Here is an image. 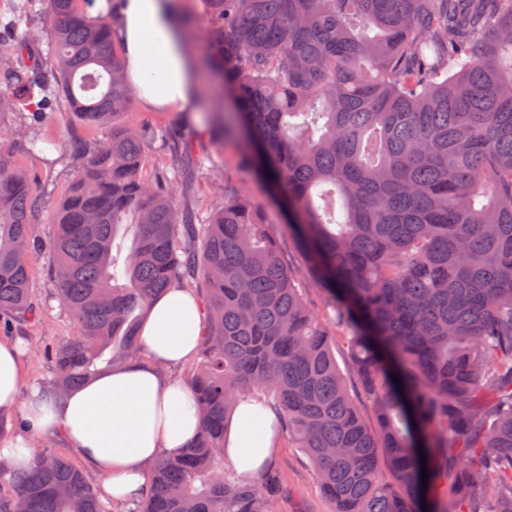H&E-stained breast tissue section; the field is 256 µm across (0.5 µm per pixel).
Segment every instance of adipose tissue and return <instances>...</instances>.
I'll return each mask as SVG.
<instances>
[{
  "instance_id": "ef3b65f1",
  "label": "adipose tissue",
  "mask_w": 512,
  "mask_h": 512,
  "mask_svg": "<svg viewBox=\"0 0 512 512\" xmlns=\"http://www.w3.org/2000/svg\"><path fill=\"white\" fill-rule=\"evenodd\" d=\"M112 35L126 60V76L146 108L192 111L198 78L194 58L171 0H118ZM202 308L187 288L156 298L138 343L141 358L113 366L65 393L31 378L21 340H0V415L20 413L30 431L0 433V458L27 469L35 436L60 439L101 476V492L130 503L148 479L147 465L161 452L190 447L200 433L190 387L174 368L198 352ZM273 416L242 401L224 427V457L254 480L272 460Z\"/></svg>"
}]
</instances>
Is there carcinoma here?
<instances>
[{
  "label": "carcinoma",
  "mask_w": 512,
  "mask_h": 512,
  "mask_svg": "<svg viewBox=\"0 0 512 512\" xmlns=\"http://www.w3.org/2000/svg\"><path fill=\"white\" fill-rule=\"evenodd\" d=\"M81 1L96 2L42 0V26L17 38L7 30L35 0H9L0 20V114L17 102L32 115L30 151L50 149L36 128L60 106L98 126L132 104L113 0L95 17ZM200 2L206 65L238 106L209 137L244 139L332 315L308 309L231 182L198 224L175 189L198 155L176 141L174 167L147 178L151 132L114 126L97 146L70 144L81 165L50 247L76 334L48 354L51 384L75 388L134 355L151 301L201 283V432L154 459L137 512H273L275 465L259 483L224 476L225 420L259 390L333 512H512V0ZM40 206L0 152V314H36L27 255ZM338 336L372 422L337 367ZM2 483L0 512H114L50 450L25 472L0 464Z\"/></svg>",
  "instance_id": "carcinoma-1"
}]
</instances>
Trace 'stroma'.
<instances>
[{"label":"stroma","mask_w":512,"mask_h":512,"mask_svg":"<svg viewBox=\"0 0 512 512\" xmlns=\"http://www.w3.org/2000/svg\"><path fill=\"white\" fill-rule=\"evenodd\" d=\"M202 81L203 90L195 111L152 112L136 101L128 112L119 117V124L151 129L152 138L145 166L149 174L158 167L171 165L169 137L172 131H181L184 142L192 145L196 154L201 156L202 164L188 177L187 190L179 197L180 204L193 209L199 223H206L210 212L222 203L219 188L225 180H232L249 199L260 220L268 225L285 260L302 271V294L310 311L317 317H326L329 312L328 298L313 283L310 275L304 274L303 257L288 234L286 217L271 200L269 184L243 162L242 147L237 140L225 139L217 147L208 139L207 124L216 110L212 95L214 81L207 73L203 74ZM0 124L7 128L6 133L0 135V151L12 154L15 161L31 174L33 187L42 198L41 208L30 226L34 239L40 244L30 258L31 296L38 316L33 320L0 321V340L21 339L32 375L47 382L53 374L43 357L44 351L55 347L60 337L75 333L69 315L53 297L49 243L54 234L55 211L71 188L78 163L58 148L51 152L34 153L23 149L26 128L17 115L9 113L0 116ZM40 135L57 145L74 138L95 145L110 139L112 129L108 126L89 127L78 122L71 113L58 112L41 127ZM274 463L287 486L286 493L275 502L274 512H332L333 505L321 492L312 465L301 449L289 447L287 441H280Z\"/></svg>","instance_id":"1"}]
</instances>
